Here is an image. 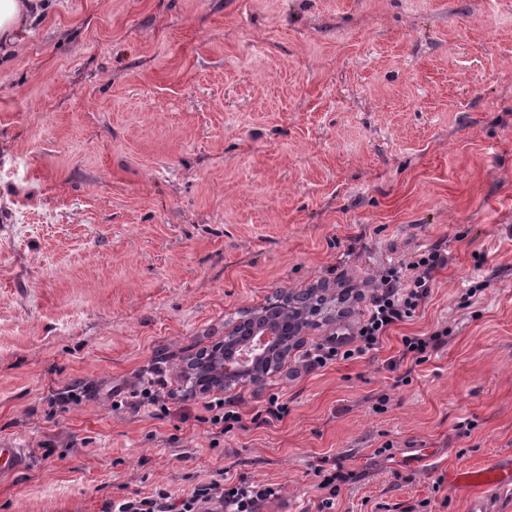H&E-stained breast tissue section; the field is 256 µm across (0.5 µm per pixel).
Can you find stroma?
Instances as JSON below:
<instances>
[{"mask_svg": "<svg viewBox=\"0 0 512 512\" xmlns=\"http://www.w3.org/2000/svg\"><path fill=\"white\" fill-rule=\"evenodd\" d=\"M436 246L378 350L302 366L362 320L348 291ZM310 288L288 359L221 391L232 432L200 393L113 410ZM0 443L28 455L0 512L225 470L282 486L263 512H319L321 465L354 475L335 512H466L449 471L512 458V0H53L0 55ZM447 331H436L428 336L402 337L399 355L391 362V367H401L404 362L420 364L428 360L431 354L443 346L448 338ZM205 409L212 413L206 422L219 429L214 432L217 436L231 432L241 421V415L234 405L226 404L223 398H214L204 404Z\"/></svg>", "mask_w": 512, "mask_h": 512, "instance_id": "stroma-1", "label": "stroma"}]
</instances>
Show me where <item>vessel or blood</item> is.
I'll list each match as a JSON object with an SVG mask.
<instances>
[{
    "label": "vessel or blood",
    "mask_w": 512,
    "mask_h": 512,
    "mask_svg": "<svg viewBox=\"0 0 512 512\" xmlns=\"http://www.w3.org/2000/svg\"><path fill=\"white\" fill-rule=\"evenodd\" d=\"M25 462L23 449L0 444V476L14 473ZM448 484L454 489H466L470 512H495V500L512 498V460L450 476Z\"/></svg>",
    "instance_id": "obj_1"
}]
</instances>
